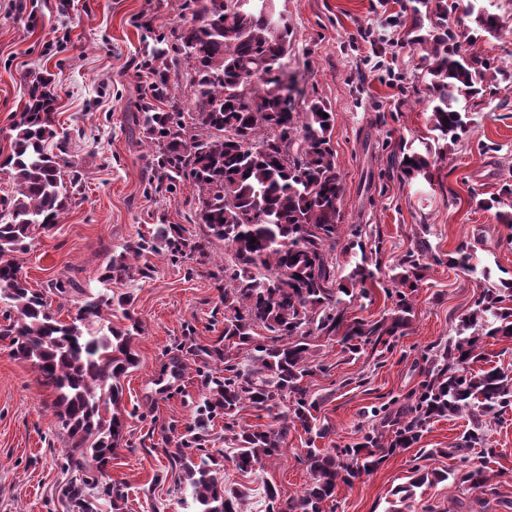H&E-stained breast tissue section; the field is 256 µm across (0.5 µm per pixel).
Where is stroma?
<instances>
[{"instance_id":"35a3bbf8","label":"stroma","mask_w":512,"mask_h":512,"mask_svg":"<svg viewBox=\"0 0 512 512\" xmlns=\"http://www.w3.org/2000/svg\"><path fill=\"white\" fill-rule=\"evenodd\" d=\"M448 15L455 31L474 39L492 66L512 68V0H485L502 16L497 36L478 30L467 0ZM275 16L291 33L285 69L296 80L297 110L313 100L336 114L332 134L344 183L342 239L359 237L377 261L370 296L341 303L344 324L376 321L394 306L391 270L408 253H421V280L410 299L411 320L392 347L365 345L344 352L336 337L316 338L315 368L307 382L328 424L322 438L289 431L282 454L253 472L225 462V485L244 489L249 512H265L264 489L296 496L311 481L303 462L308 445L346 448L365 435L395 437L398 422L414 415L436 354L456 338L486 280L449 264L460 244L472 247L491 278L512 277V228L498 223L481 200L512 185V82L486 78L467 99L469 132L437 139L428 124L429 77L409 20L396 0H273ZM185 0H0V159L10 151L11 127L23 109L33 75L50 80L54 127L68 132L60 153L65 175L80 186L55 228L36 234L17 261L32 288L68 312L79 289L97 286L113 249L137 241L159 224H181L197 239L198 190L174 192L149 184L151 148L132 124L149 80L139 64L157 40L172 44L189 20ZM432 150L430 181L401 179L398 160ZM204 254L152 258L149 277L114 282L131 292L142 330L133 338L138 364L121 383L127 418L123 439L105 476L123 488V512H193L190 495L164 455L166 437L201 429L202 447L230 451L242 428H278L287 403L273 410L242 404L233 427L215 417L198 426L211 364L190 353L224 333V243L208 240ZM53 395L32 363L16 359L0 340V512H74L61 495L70 477L61 455L71 438L52 408ZM473 427L467 415L427 422L418 444L395 453L353 486H339L332 512H512V409L485 426L486 466L495 494L453 480L417 488L400 501L396 491L417 470H445L453 448Z\"/></svg>"}]
</instances>
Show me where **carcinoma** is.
<instances>
[{"mask_svg":"<svg viewBox=\"0 0 512 512\" xmlns=\"http://www.w3.org/2000/svg\"><path fill=\"white\" fill-rule=\"evenodd\" d=\"M187 6L191 19L177 31L173 49L156 46L147 54L146 62L153 63L151 99L141 105L135 122L155 145L149 181L167 191L192 181L198 190L197 223L231 250L224 261L223 343L201 348L204 356L224 363L226 375L213 378L204 406L230 419L246 402L271 410L286 398L292 400L278 429L235 433L233 462L248 473L281 452L288 431L296 426L319 436L327 432L328 426L317 425L314 415L319 401L307 397L310 339L340 328L337 306L343 298L354 297V290L369 298L366 285L376 278L377 269L363 245L351 242L344 246L351 254L349 272L336 278L332 252L341 234L344 195L332 146L336 118L321 101L311 102L303 112L296 110L294 80L282 65L290 47L288 29L276 37L270 32L275 16L259 10L230 12L224 0H188ZM453 8L448 0H410L409 10L411 28L422 29L425 20L430 25L428 34L412 40L424 52L432 76L428 123L437 138L454 142L468 130L459 97L477 95L489 68L448 27ZM477 18L489 34L502 29L493 13L480 11ZM182 60L193 71L186 116L160 108L175 104L170 72ZM54 103L44 83L29 86L23 112L12 127L11 153L3 161L10 167L15 192L0 203V301L16 310V318L0 325V338L10 339L14 357L35 365L41 384L54 394L55 416L72 439L62 468L80 477L62 487L63 497L77 512H98L97 502L106 498L119 512L123 490L86 476L91 461L103 472L123 437L120 379L138 363L131 340L140 323L131 313V295L116 294L108 285L135 273L149 275L151 255L165 250L202 254L205 243L187 238L181 224L158 225L149 236L112 251L100 277L103 288L83 292L68 319L58 318L16 262V254L28 250L33 231H51L75 194L68 189L75 181L64 180L59 155L48 150V141L57 135ZM405 157V179L431 177L436 164L431 151H412ZM511 199L512 186L507 185L480 205L496 209L500 223L511 225ZM474 259L462 244L451 263L474 273ZM418 268V256L409 254L395 266L391 280L407 285ZM395 295L390 318L349 325L339 343L355 353L380 336L396 335L407 325L411 305L402 291ZM117 312L124 319L120 325L112 323ZM465 324L478 329V335L448 341L440 353L446 364L427 385L428 401L414 423L386 445L369 436L355 447L307 449L312 482L286 501L268 487L266 512H324L339 485L354 484L385 455L416 442L424 422L441 414L466 413L473 428L462 437L465 447L455 449L453 468L427 470L413 486L421 487L432 476L494 493L489 472L476 465L468 446L483 441L486 418L512 408V375L496 367L472 373L467 363L483 359L477 352L479 336H512V278L484 289ZM259 328L268 335L260 336ZM233 349L243 355L230 357ZM165 454L169 465L190 481L194 512H248L245 494L224 486L216 476L223 467L222 450L190 448L181 439Z\"/></svg>","mask_w":512,"mask_h":512,"instance_id":"1","label":"carcinoma"}]
</instances>
